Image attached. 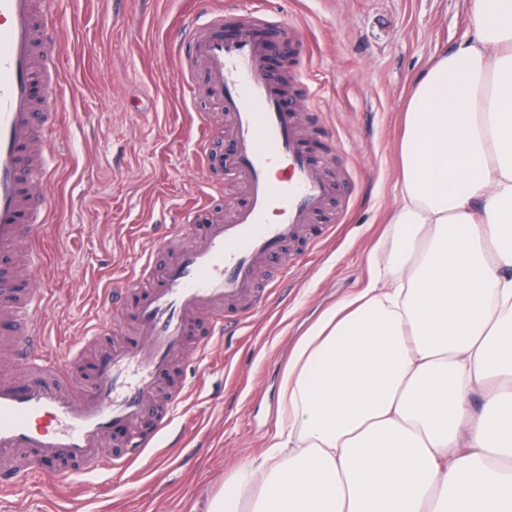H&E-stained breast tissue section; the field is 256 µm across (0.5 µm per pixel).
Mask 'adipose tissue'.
<instances>
[{
  "instance_id": "ef3b65f1",
  "label": "adipose tissue",
  "mask_w": 512,
  "mask_h": 512,
  "mask_svg": "<svg viewBox=\"0 0 512 512\" xmlns=\"http://www.w3.org/2000/svg\"><path fill=\"white\" fill-rule=\"evenodd\" d=\"M396 190L367 287L298 341L267 453L205 512H512V0L412 80Z\"/></svg>"
}]
</instances>
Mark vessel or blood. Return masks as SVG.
Segmentation results:
<instances>
[{"label":"vessel or blood","instance_id":"vessel-or-blood-1","mask_svg":"<svg viewBox=\"0 0 512 512\" xmlns=\"http://www.w3.org/2000/svg\"><path fill=\"white\" fill-rule=\"evenodd\" d=\"M55 4L0 0V256L23 257L26 266L20 277L0 268V339L9 340L10 361L22 373L0 379V458L15 459L16 479L33 460L97 466L101 439L113 429L129 431L131 447H155L170 417L158 414L154 399L199 317L209 316L216 332L234 323L267 290L259 268L310 235L337 197L267 65L272 50L292 47L294 29L257 11L247 23L212 11L186 17L174 45L204 63L235 144L224 164L246 199L206 225L150 283L110 292V305L134 307L139 338L100 351L85 396L74 398L38 355L42 298L33 287L50 221L46 200L33 189L49 179L54 150V115L45 106L58 69Z\"/></svg>","mask_w":512,"mask_h":512}]
</instances>
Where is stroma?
<instances>
[{
    "label": "stroma",
    "mask_w": 512,
    "mask_h": 512,
    "mask_svg": "<svg viewBox=\"0 0 512 512\" xmlns=\"http://www.w3.org/2000/svg\"><path fill=\"white\" fill-rule=\"evenodd\" d=\"M192 0H58L60 41L50 223L37 284L44 295L42 356L84 388L98 352L135 335V313L105 314L113 284L170 259L158 249L185 202L206 200V217L244 199L223 166L224 110L201 61L179 54L172 30ZM258 7L300 33L294 67L318 91L313 107L291 106L331 177L345 187L332 230L311 249L275 262L284 281L236 330L209 337L202 358L174 362L180 403L158 447L126 468L125 437L101 441L100 465L66 479L32 464L0 512H197L241 465L263 455L298 340L337 302L367 286L373 251L397 206L401 114L410 81L471 28L472 0H211L225 17ZM207 116V159L186 150Z\"/></svg>",
    "instance_id": "stroma-1"
}]
</instances>
